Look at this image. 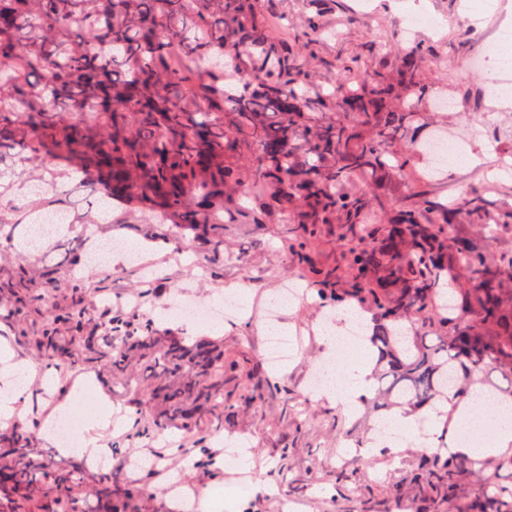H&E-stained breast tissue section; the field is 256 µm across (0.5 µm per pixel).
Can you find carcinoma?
<instances>
[{"instance_id": "1", "label": "carcinoma", "mask_w": 512, "mask_h": 512, "mask_svg": "<svg viewBox=\"0 0 512 512\" xmlns=\"http://www.w3.org/2000/svg\"><path fill=\"white\" fill-rule=\"evenodd\" d=\"M316 26L288 34L274 0H0V165L12 179L0 191V324L25 339L37 359L66 373L101 366L153 428L220 433L232 411L277 389L257 368L243 393L225 395L224 340L198 339L136 310L94 318L110 293L109 275L79 279L101 231L120 229L112 202L133 195L153 223L158 212L205 242L224 244L229 224L289 219L294 265L322 300L345 298L367 314L363 341L377 357L380 414L459 405L490 393L512 403V253L490 256L481 241L454 233L512 224V207L478 195L456 206L431 190L385 219L391 174L409 167L421 142L404 143L419 116L405 101L423 57L409 52L390 71L349 87L323 85L317 69H361V59L319 60ZM343 112L346 120L336 119ZM94 172L90 224L63 212L78 174ZM44 224H59L66 246L17 253ZM344 229L346 275L320 268L317 228ZM464 267L469 287L448 300L446 262ZM0 428V512L19 501L45 512H139L144 482L119 465L55 460L38 450L32 428ZM477 481L474 497L457 494ZM86 488L78 505L74 490ZM414 487L444 512H512V454L469 456L448 449L423 459Z\"/></svg>"}]
</instances>
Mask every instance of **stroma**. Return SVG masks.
<instances>
[{
	"label": "stroma",
	"instance_id": "35a3bbf8",
	"mask_svg": "<svg viewBox=\"0 0 512 512\" xmlns=\"http://www.w3.org/2000/svg\"><path fill=\"white\" fill-rule=\"evenodd\" d=\"M414 10H425L446 19L437 34L419 31L404 39L401 22L409 10L393 6L390 0H371L361 8L357 0H280V11L288 18L289 31L302 30L308 20H315L329 30L328 38L317 43L319 57H362L361 74L343 70L322 72L327 83L345 84L355 77L371 78L376 70L390 67L412 48L424 53L420 84L424 93L437 104L425 110L421 135L436 129L473 131L471 145L485 162L484 171H451L439 167L431 171L427 159L415 158L411 169L395 174L386 191L384 208L368 211L367 222L382 213L401 209L424 187V177H432L438 190L448 200L463 201L475 192H487L494 202L512 204V168L497 164L499 153H512V104L490 107L491 82L487 71L466 68V60L478 54L485 39L499 23L512 22V0H486L487 18L482 29L475 30L463 19L464 0H412ZM196 236L179 234L177 243L165 245V252L182 251L183 262L162 263V279L153 298L140 309L141 316L157 320L170 314L169 300L185 285H192L198 300L208 301L236 290L244 306L250 307L249 318L222 323L226 358L240 365H261L266 378L277 383L276 391L264 393L252 407L236 411L223 432L208 435L206 446L213 458L199 466L196 456L174 455L171 443L192 447L195 433L178 428L151 432L139 437L125 431L120 450L123 464L157 452L162 467L142 499L143 512H202V502L210 501V492L222 490L231 512H282L284 498L299 500L303 512H432L420 495H413L407 507H400L391 495L393 487L408 484L414 469L425 453L426 444L442 428V418L430 415L428 421L415 424L412 433L390 439L386 447L370 441L375 416L364 412L349 413L325 394L304 399V383L309 369L330 351L324 334H311V327L322 319L326 308L315 290L282 315L284 328L304 333L303 350L287 366L274 369L266 364L262 344L260 316L266 301L279 294L285 280L298 271L287 259V241L282 216L271 217L264 224H233L224 232V260L206 276L192 277L187 264L193 258ZM26 368V395L19 412L21 418L48 420L62 413L78 414L81 403L70 395H44L43 390L59 381L60 376L44 363L29 355L27 349L13 347ZM71 378L90 382L94 397L107 398L112 412L131 416L133 406L112 388L111 374L102 368L71 371ZM244 439L249 443L246 472L253 476L250 494L242 495L232 469L224 458L229 442ZM353 451L344 449V442ZM355 462L348 470V480L336 485L331 475L337 462L346 454ZM181 484L195 492L189 503L171 497L172 484Z\"/></svg>",
	"mask_w": 512,
	"mask_h": 512
}]
</instances>
